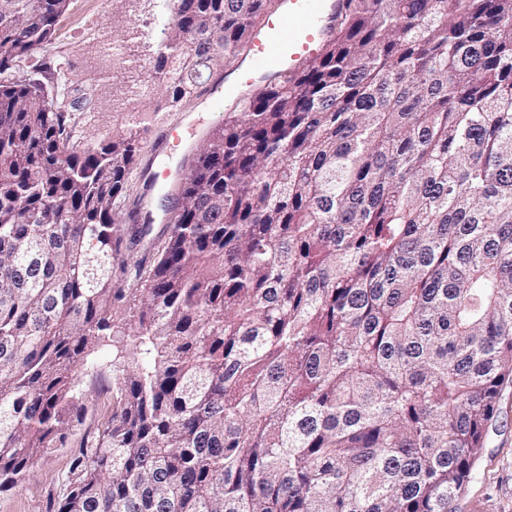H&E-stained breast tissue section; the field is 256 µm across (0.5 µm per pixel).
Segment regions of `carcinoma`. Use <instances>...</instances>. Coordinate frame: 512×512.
I'll list each match as a JSON object with an SVG mask.
<instances>
[{
    "mask_svg": "<svg viewBox=\"0 0 512 512\" xmlns=\"http://www.w3.org/2000/svg\"><path fill=\"white\" fill-rule=\"evenodd\" d=\"M85 147L39 60L69 0H0V492L112 414L50 512H452L512 381V0H340L320 53L212 133L152 263L117 201L136 96L175 110L272 0H165Z\"/></svg>",
    "mask_w": 512,
    "mask_h": 512,
    "instance_id": "1",
    "label": "carcinoma"
}]
</instances>
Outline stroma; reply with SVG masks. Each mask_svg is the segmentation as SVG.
<instances>
[{
	"label": "stroma",
	"mask_w": 512,
	"mask_h": 512,
	"mask_svg": "<svg viewBox=\"0 0 512 512\" xmlns=\"http://www.w3.org/2000/svg\"><path fill=\"white\" fill-rule=\"evenodd\" d=\"M165 10L164 0H130L123 6L115 0H70L45 53L60 65L65 102L80 97L87 88L95 90L94 106L80 116L78 135L83 143L96 144L120 131L124 124L122 115L112 110V59L107 36L128 23H143ZM228 71L227 65L214 66L208 81L179 110L145 113L142 143L153 141L162 130L171 128L176 139L186 140L192 151L198 150L231 109L224 99ZM192 164L191 155L182 156L177 149L158 157L143 151L130 170L124 189L126 202L133 207L138 200H145L142 213L152 219V230L140 245L147 256H155L161 243L167 222L163 203L179 195ZM166 168L173 170V179L147 189L146 173ZM80 387L84 392L83 410L65 445L43 455L21 486L0 493V512H47L84 433L93 430L111 410L110 396L102 384L86 377ZM454 508L455 512H512V384L504 385L500 392L485 446Z\"/></svg>",
	"instance_id": "35a3bbf8"
}]
</instances>
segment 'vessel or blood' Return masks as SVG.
<instances>
[{"instance_id": "b4317fda", "label": "vessel or blood", "mask_w": 512, "mask_h": 512, "mask_svg": "<svg viewBox=\"0 0 512 512\" xmlns=\"http://www.w3.org/2000/svg\"><path fill=\"white\" fill-rule=\"evenodd\" d=\"M339 0H279V9L255 30L250 52L239 59L228 94L243 99L278 75L297 72L326 40Z\"/></svg>"}]
</instances>
